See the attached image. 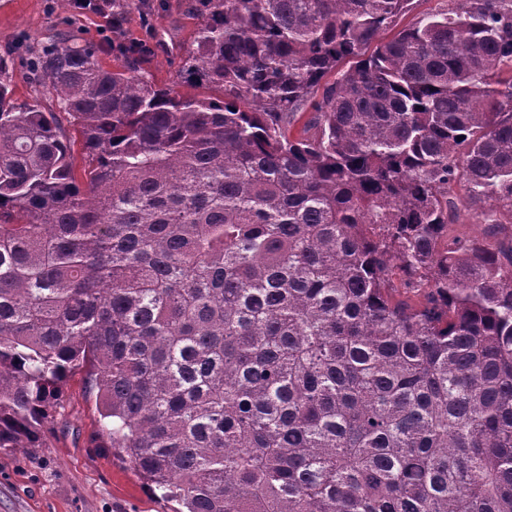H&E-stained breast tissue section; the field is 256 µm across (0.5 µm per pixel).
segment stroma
Returning <instances> with one entry per match:
<instances>
[{
    "label": "stroma",
    "instance_id": "stroma-1",
    "mask_svg": "<svg viewBox=\"0 0 512 512\" xmlns=\"http://www.w3.org/2000/svg\"><path fill=\"white\" fill-rule=\"evenodd\" d=\"M149 14L113 24L95 0H0V57L9 60L16 104L57 106L32 79L31 60L60 33L93 42L104 65L134 43L149 45L147 69L158 85L181 82L180 59L192 48L199 17L194 0H150ZM77 369L63 385L57 422L39 448H0V512H172L117 449L108 447L95 396Z\"/></svg>",
    "mask_w": 512,
    "mask_h": 512
}]
</instances>
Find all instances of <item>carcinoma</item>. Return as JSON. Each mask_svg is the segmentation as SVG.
<instances>
[{
	"label": "carcinoma",
	"mask_w": 512,
	"mask_h": 512,
	"mask_svg": "<svg viewBox=\"0 0 512 512\" xmlns=\"http://www.w3.org/2000/svg\"><path fill=\"white\" fill-rule=\"evenodd\" d=\"M198 2L219 99L64 39L47 112L0 59V448L87 366L173 512H512V0ZM448 0H412L411 10L404 15L393 29H388L380 36L385 40L390 38L397 30L411 23L415 19L422 17L428 13H435L448 7ZM484 224H477L473 212L462 205H459L454 222L449 227L452 235L478 236L483 234Z\"/></svg>",
	"instance_id": "obj_1"
}]
</instances>
